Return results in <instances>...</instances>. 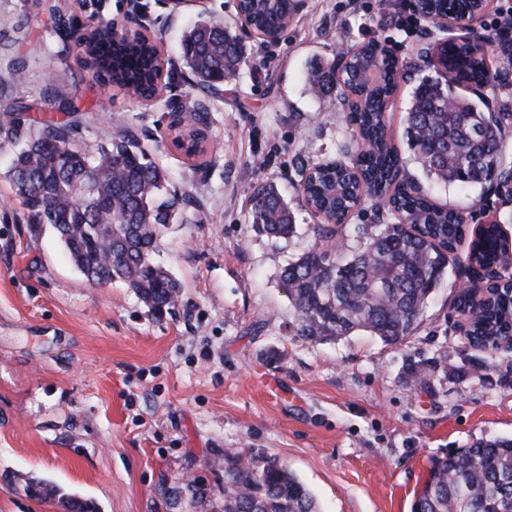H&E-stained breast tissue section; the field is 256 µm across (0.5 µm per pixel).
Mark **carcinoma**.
<instances>
[{"mask_svg":"<svg viewBox=\"0 0 512 512\" xmlns=\"http://www.w3.org/2000/svg\"><path fill=\"white\" fill-rule=\"evenodd\" d=\"M294 0H237V11L259 32L277 34ZM68 30L87 67L140 97L157 92L160 61L138 34L115 36L99 20L87 33L57 18ZM351 69L369 65L381 52L347 50ZM186 66L203 88H216L239 70L245 47L223 21L204 18L182 40ZM435 75L421 78L407 112L404 137L433 184L489 185L499 193L512 185L506 138L512 112H486L460 98L455 83L491 85L498 79L484 56L469 45L446 42L438 52ZM336 65L312 69L309 84L331 92L338 86ZM389 82L379 81L365 95L364 108L347 115L352 138L341 147L351 162H317L300 169L302 192L316 212H332L354 199L356 177L366 189L361 202L377 210L376 224L358 226L362 249L334 256L313 247L284 266L280 285L288 295L301 340L322 343L366 331L398 344L418 326L427 300L447 269L471 286L500 288L473 306L458 294L457 310L469 314L463 333L494 344L512 337V263L503 259L505 242L495 224L478 230L468 251L458 253L466 233L465 216L436 204L407 177L388 139L383 112ZM0 140L25 142L8 178L27 209L30 223L50 225L73 266L93 284L119 281L133 290L153 316L175 308L180 284L152 262L161 231L173 223L179 197L169 189L166 171L152 161L136 134L122 129L93 146L74 139L70 122H37L17 117L0 121ZM252 227L271 239L295 232L288 203L270 184L256 185ZM205 504V489L189 481L163 492ZM223 512H319L308 487L277 457L224 451ZM412 512H512V438L479 442L431 460L417 489Z\"/></svg>","mask_w":512,"mask_h":512,"instance_id":"1","label":"carcinoma"}]
</instances>
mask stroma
Returning a JSON list of instances; mask_svg holds the SVG:
<instances>
[{
  "mask_svg": "<svg viewBox=\"0 0 512 512\" xmlns=\"http://www.w3.org/2000/svg\"><path fill=\"white\" fill-rule=\"evenodd\" d=\"M409 2L303 0L266 43L242 27L236 0H106L102 19L150 37L166 60L159 99L140 102L98 82L55 32L52 4L92 24L80 0H0V114L74 122L83 145L131 127L180 197L154 259L181 285L176 307L158 319L122 283L87 282L51 227L29 222L6 179L15 148L0 144V512H66L31 496L32 481L93 512H198L187 501L163 504V488L186 476L206 490L207 512H221L228 449L278 457L320 512H411L433 457L512 438V351L470 346L455 274L400 345L366 333L298 339L279 283L287 261L309 248L358 249L356 226L374 221L367 205L324 237V218L304 203L301 165L340 158L351 136L338 101L310 86L311 63L373 40L396 49L408 71L387 110L388 134L407 174L425 181L404 117L416 82L433 73L421 49L442 33L414 21ZM208 16L246 49L238 76L211 93L180 57L184 34ZM475 29L503 78L457 91L512 112V11L494 0ZM198 103L210 151L190 158L170 127ZM252 182L287 201L292 238L253 230L244 193ZM435 196L464 212L468 232L491 218L512 235V201L482 185ZM415 367L425 384L409 378Z\"/></svg>",
  "mask_w": 512,
  "mask_h": 512,
  "instance_id": "35a3bbf8",
  "label": "stroma"
}]
</instances>
